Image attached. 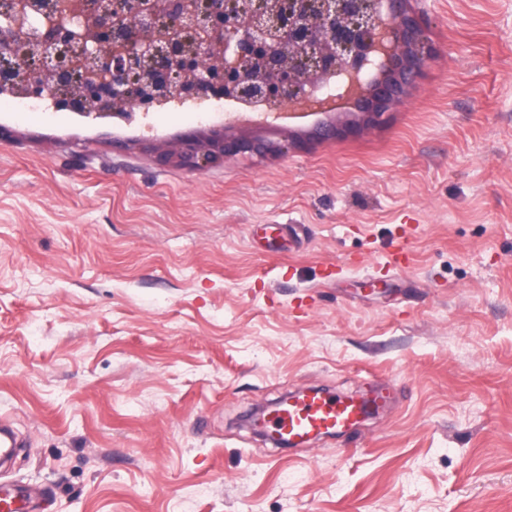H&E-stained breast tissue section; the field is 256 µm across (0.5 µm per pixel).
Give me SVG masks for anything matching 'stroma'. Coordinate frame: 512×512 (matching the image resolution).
Wrapping results in <instances>:
<instances>
[{
    "label": "stroma",
    "mask_w": 512,
    "mask_h": 512,
    "mask_svg": "<svg viewBox=\"0 0 512 512\" xmlns=\"http://www.w3.org/2000/svg\"><path fill=\"white\" fill-rule=\"evenodd\" d=\"M436 49L378 125L202 171L136 147L0 141V482L39 512H512V0H411ZM419 217L406 268L383 271ZM281 224L298 243L264 244ZM352 438L247 416L368 392Z\"/></svg>",
    "instance_id": "stroma-1"
}]
</instances>
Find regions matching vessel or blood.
Masks as SVG:
<instances>
[{
    "label": "vessel or blood",
    "mask_w": 512,
    "mask_h": 512,
    "mask_svg": "<svg viewBox=\"0 0 512 512\" xmlns=\"http://www.w3.org/2000/svg\"><path fill=\"white\" fill-rule=\"evenodd\" d=\"M388 400L384 388L352 396L305 388L269 406L261 425L272 441L298 446L317 438L356 434L367 416L385 407ZM0 512H34L31 491L1 483Z\"/></svg>",
    "instance_id": "obj_1"
}]
</instances>
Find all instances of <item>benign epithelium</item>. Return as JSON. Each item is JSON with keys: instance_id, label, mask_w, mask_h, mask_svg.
<instances>
[{"instance_id": "benign-epithelium-1", "label": "benign epithelium", "mask_w": 512, "mask_h": 512, "mask_svg": "<svg viewBox=\"0 0 512 512\" xmlns=\"http://www.w3.org/2000/svg\"><path fill=\"white\" fill-rule=\"evenodd\" d=\"M158 5L155 0H102L95 16L82 21L88 31L80 51L95 73V81L86 82L78 98H59L55 106L77 111L110 100L132 98L135 109L147 112L170 92L168 73L172 69L192 75V80L178 89L187 97L221 98L258 96L266 101L303 98L304 79L301 63L290 61L276 50L271 32L297 44H310L323 39L333 47L331 52H312L316 68L326 75L342 73L350 88L346 100L321 106L324 112H343L360 105L377 108L374 117L383 116L398 96L393 85L361 82V76L374 68L373 52L380 43L386 47L381 65L398 72L402 84L412 86L425 74L427 62L435 55L430 42L418 44L421 18L403 13V0H322L317 27H312L301 5L289 4L288 17L267 26L257 23L244 25L237 15L228 13L224 0H207V9L188 24L224 32L227 59L224 67L215 68L206 56L185 47L183 39L172 34L161 40L153 34ZM77 38L75 25L59 24L35 32H14L0 38V56L12 54L24 57L37 53L50 60L58 47ZM417 44L418 61L411 65L405 56L406 46ZM148 70L151 81L147 87L131 93L130 80L142 70ZM70 73L56 67L33 76L26 93L34 99L50 95L49 80L62 84ZM211 143L203 148L196 138L183 140L185 165L201 170L213 159L244 153H258L264 146L224 134V129L210 130Z\"/></svg>"}]
</instances>
